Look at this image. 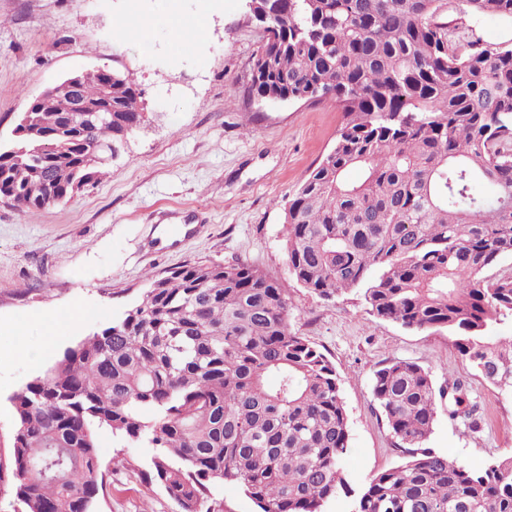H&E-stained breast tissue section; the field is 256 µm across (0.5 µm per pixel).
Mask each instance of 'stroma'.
Returning <instances> with one entry per match:
<instances>
[{"label": "stroma", "instance_id": "obj_1", "mask_svg": "<svg viewBox=\"0 0 512 512\" xmlns=\"http://www.w3.org/2000/svg\"><path fill=\"white\" fill-rule=\"evenodd\" d=\"M127 0H0V144L29 102L65 76L109 68L141 92L143 126L108 173L68 201L33 217L0 201V450L15 428L11 397L76 345L143 296L147 274L196 262L247 263L272 278L288 276L284 210L332 149L342 114L335 101L263 105L244 93L263 43L243 0H142L141 15L205 21L200 56H181L165 28L149 42L121 36ZM457 38H512L496 18L468 15L463 0H442ZM186 228L171 238L169 225ZM290 328L334 364L350 423L345 463L349 493L327 512H351V490L399 458L373 399L374 370L391 358L415 362L436 383L462 379L479 406L473 432L440 417L427 447L479 469L512 456V391L470 368L446 332L409 330L371 316L358 294L324 301L291 290ZM84 317L47 347L45 317L73 303ZM103 483L94 512H179L164 489L141 481L152 451L104 431Z\"/></svg>", "mask_w": 512, "mask_h": 512}]
</instances>
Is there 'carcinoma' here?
<instances>
[{
    "label": "carcinoma",
    "instance_id": "carcinoma-1",
    "mask_svg": "<svg viewBox=\"0 0 512 512\" xmlns=\"http://www.w3.org/2000/svg\"><path fill=\"white\" fill-rule=\"evenodd\" d=\"M247 99L336 101L334 147L284 212L289 279L246 263H195L161 277L124 315L12 398V447L0 486L24 512H92L109 430L153 450L145 480L180 512L204 508L223 482L261 512H324L347 490L349 417L336 367L290 330L297 283L329 300L361 293L368 313L407 329L445 330L485 380L512 389V39L461 44L439 0H274ZM512 27V0H463ZM101 73H88L96 99ZM117 125L70 126L51 97L30 113L44 138L0 147V201L33 216L102 175L95 146L142 126L124 77ZM364 169L362 182L345 172ZM494 188L492 198L480 183ZM372 394L401 463L354 495L351 512H512V457L475 471L427 448L440 415L481 427L465 384L441 385L393 358ZM448 402L441 411L439 404Z\"/></svg>",
    "mask_w": 512,
    "mask_h": 512
}]
</instances>
